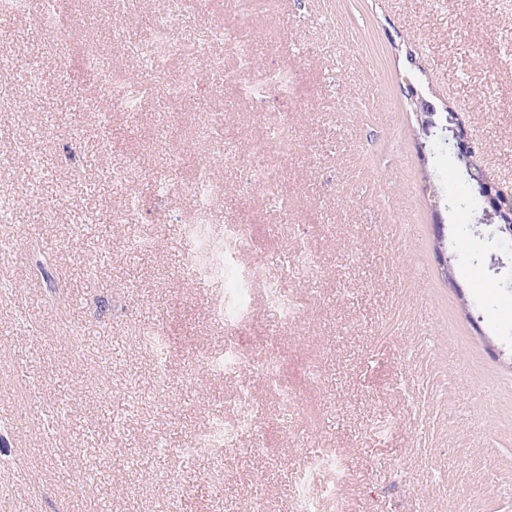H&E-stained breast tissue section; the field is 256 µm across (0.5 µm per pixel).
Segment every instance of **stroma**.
I'll use <instances>...</instances> for the list:
<instances>
[{
    "mask_svg": "<svg viewBox=\"0 0 512 512\" xmlns=\"http://www.w3.org/2000/svg\"><path fill=\"white\" fill-rule=\"evenodd\" d=\"M132 2L124 19L113 0H62L65 24L99 21L119 76L138 64L126 43L166 9ZM41 13L30 0L0 19V53L25 48L0 71V179L25 201L0 221V279L17 287L0 302V512H170L173 475L185 512H296L300 475L328 450L342 470L326 512H512V281L490 270L491 230L455 194L454 154L420 160L407 95L457 113L512 194V0H188L180 31L207 47L208 90L175 106L145 80L131 115L110 84L54 62L60 32ZM19 147L39 156L36 179L17 173ZM172 153L184 179L223 154L207 231L245 225L240 257L280 279L293 323L263 280L247 315L216 317L224 278L187 272L194 198L162 191ZM257 153L275 192L250 180ZM301 246L314 278L293 267ZM155 330L170 351L161 372L144 343ZM233 343L239 368L201 371ZM271 356L290 408L265 386ZM245 386L254 430L226 438L222 460L176 457L234 418Z\"/></svg>",
    "mask_w": 512,
    "mask_h": 512,
    "instance_id": "1",
    "label": "stroma"
}]
</instances>
